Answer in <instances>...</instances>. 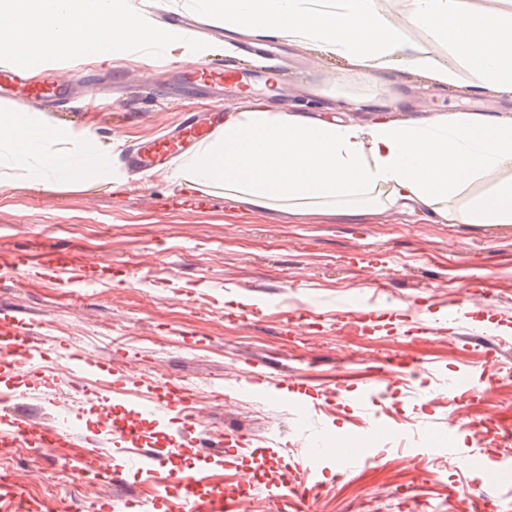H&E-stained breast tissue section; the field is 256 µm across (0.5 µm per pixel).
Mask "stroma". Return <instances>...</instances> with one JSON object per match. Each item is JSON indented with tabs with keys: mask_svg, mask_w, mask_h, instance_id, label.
Returning a JSON list of instances; mask_svg holds the SVG:
<instances>
[{
	"mask_svg": "<svg viewBox=\"0 0 512 512\" xmlns=\"http://www.w3.org/2000/svg\"><path fill=\"white\" fill-rule=\"evenodd\" d=\"M386 20L405 37L447 58L446 47L410 23L403 0H382ZM281 91L270 100L280 112L306 106L329 115L345 97L367 101L355 118H375L371 102L397 94L402 115L488 112L512 115V100L489 93L439 87L422 74L395 71L373 83L337 82L343 59L310 44H288ZM109 70L126 76L134 90L109 98L85 88L82 111L41 112L50 125L70 130L74 140H92L106 157L109 177L88 175L77 184L34 183L26 172L0 168V267L40 243L59 254H91L103 267L78 292L16 271L0 279V306L22 322L36 320L44 359L20 376H0V417L24 409L55 425L56 398L69 388L88 395L70 402L80 438L94 436L98 415L89 400L111 378L108 365H126L124 394L112 396L113 417L122 406L142 402L137 445L166 455L171 442L167 417L143 401L147 386L173 380L199 393L223 388V408L204 407L205 426L249 435L265 458L253 512H270L269 490L283 471L306 462L317 438L329 447L366 444L364 424L379 427L388 444L379 464L344 472L335 458L317 460L319 489L313 512H477L469 494L501 461H512V443L477 439L469 425L494 428L498 412L512 405V377L498 374L494 390L446 395L449 380L479 378L490 353L487 340L512 335V224H433L417 215L386 210L351 218L301 217L283 211L250 210L223 188L192 189L164 171L135 181L123 149L175 129L185 113L215 109L230 113L241 98L171 93L168 79L181 62L133 52L126 59L52 63L69 74ZM208 197L205 208L174 206L171 196ZM146 267L129 284L134 268ZM485 280L493 294L481 306L450 311L449 300L478 293ZM385 292L371 297L374 281ZM372 309L370 328L358 329L344 314ZM453 330L452 343L437 331ZM81 351L103 364L90 375L73 373L69 353ZM357 365L392 370L403 366L391 387L364 405L365 386L347 382V398L326 392L295 393L292 376L331 374ZM203 487L232 489L254 465L239 452L224 469L194 448L177 457ZM7 471L40 512H99L114 493L107 477L81 480L61 457L23 452L0 444V471ZM123 493L129 512H161L163 498L147 473L128 469Z\"/></svg>",
	"mask_w": 512,
	"mask_h": 512,
	"instance_id": "35a3bbf8",
	"label": "stroma"
}]
</instances>
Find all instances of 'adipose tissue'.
Segmentation results:
<instances>
[{
	"label": "adipose tissue",
	"mask_w": 512,
	"mask_h": 512,
	"mask_svg": "<svg viewBox=\"0 0 512 512\" xmlns=\"http://www.w3.org/2000/svg\"><path fill=\"white\" fill-rule=\"evenodd\" d=\"M195 2L225 31H255L343 57L344 79L377 82L404 65L434 84L457 86L468 69L477 74L478 88L512 100V0L482 11L465 8L462 0H405L409 21L446 45L444 62L407 41L386 20L379 0ZM359 108V100L347 98L340 115L324 119L253 101L185 158L175 177L223 187L254 210L302 214L315 204L328 214L395 209L434 224H512V116L455 112L398 119L390 100L373 122L346 120ZM70 138L34 113H0V151L36 183H78L105 167L97 149L70 148ZM500 172L504 180L469 193L471 184Z\"/></svg>",
	"instance_id": "ef3b65f1"
}]
</instances>
